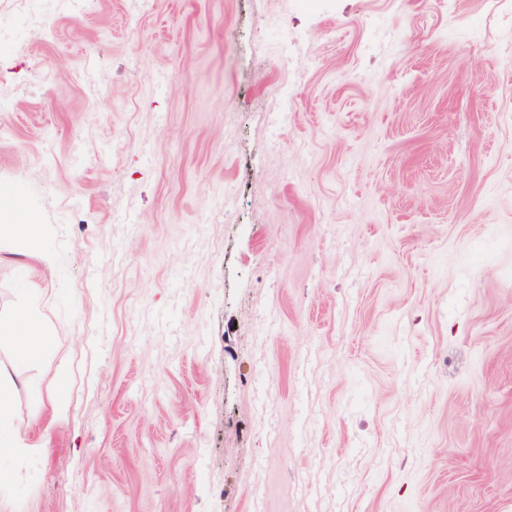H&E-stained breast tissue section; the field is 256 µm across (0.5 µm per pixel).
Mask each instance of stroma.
Instances as JSON below:
<instances>
[{
    "label": "stroma",
    "mask_w": 512,
    "mask_h": 512,
    "mask_svg": "<svg viewBox=\"0 0 512 512\" xmlns=\"http://www.w3.org/2000/svg\"><path fill=\"white\" fill-rule=\"evenodd\" d=\"M0 197V512H512V0H0ZM43 233L44 225L38 224L34 216L19 224L0 218V241L19 240L25 245V251L38 256L46 264H52L55 255L44 248ZM52 336L50 331L37 326L24 308L20 310L15 322L0 320V343L8 341L19 359H27L49 349L53 344ZM11 387L8 384L0 381V455L8 454H27L34 451L36 448H30L23 440L17 435L13 434L9 441L1 440V430L6 427L7 419L9 416V396Z\"/></svg>",
    "instance_id": "stroma-1"
}]
</instances>
